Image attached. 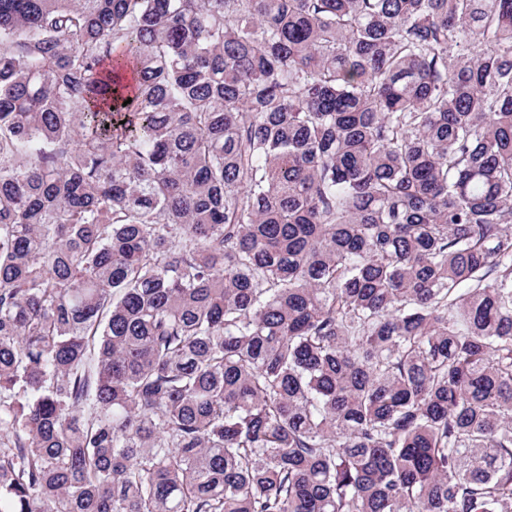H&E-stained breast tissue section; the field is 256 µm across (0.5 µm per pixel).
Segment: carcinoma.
Returning <instances> with one entry per match:
<instances>
[{
  "label": "carcinoma",
  "instance_id": "cac0c4a2",
  "mask_svg": "<svg viewBox=\"0 0 512 512\" xmlns=\"http://www.w3.org/2000/svg\"><path fill=\"white\" fill-rule=\"evenodd\" d=\"M0 512H512V0H0Z\"/></svg>",
  "mask_w": 512,
  "mask_h": 512
}]
</instances>
